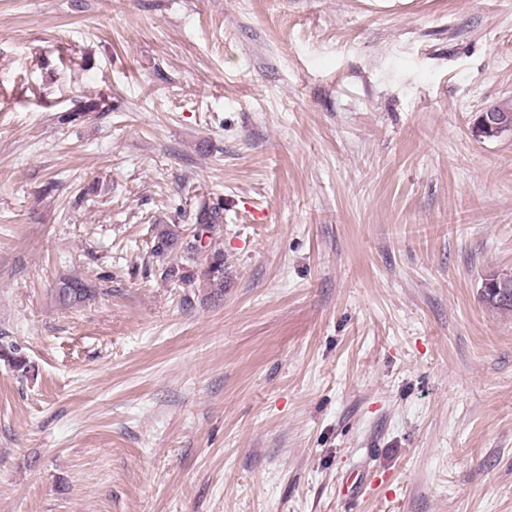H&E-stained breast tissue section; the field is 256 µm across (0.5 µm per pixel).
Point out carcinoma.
<instances>
[{
    "instance_id": "obj_1",
    "label": "carcinoma",
    "mask_w": 512,
    "mask_h": 512,
    "mask_svg": "<svg viewBox=\"0 0 512 512\" xmlns=\"http://www.w3.org/2000/svg\"><path fill=\"white\" fill-rule=\"evenodd\" d=\"M224 222L223 208L219 205L199 209L195 216V227L192 237H187L181 224H159L155 226L153 239V255L157 258H166L175 249L182 251L180 260L183 264H172L163 269L164 279L189 284L199 277L211 288H224V253L202 243L204 232L210 231L216 225ZM210 253L206 266L201 270L194 269L195 255L202 251ZM59 298L71 304H79L92 296V289L77 278H65L58 288ZM485 301L492 307L512 311V283L502 285L494 283L484 288ZM0 360L25 377L31 369L29 361L24 354L15 347L0 345Z\"/></svg>"
}]
</instances>
